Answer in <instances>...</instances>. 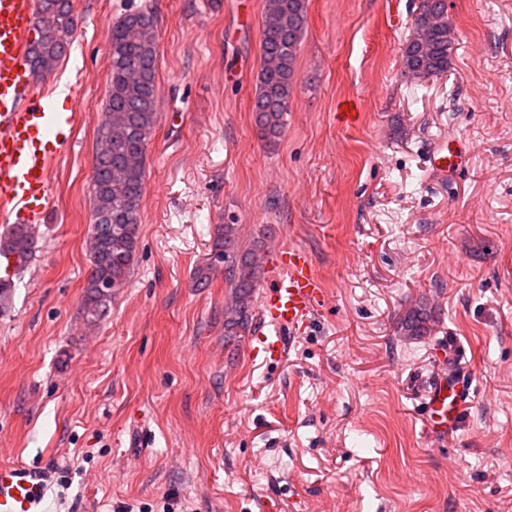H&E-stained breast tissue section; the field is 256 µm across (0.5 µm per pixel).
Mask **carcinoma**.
Here are the masks:
<instances>
[{
    "label": "carcinoma",
    "instance_id": "obj_1",
    "mask_svg": "<svg viewBox=\"0 0 512 512\" xmlns=\"http://www.w3.org/2000/svg\"><path fill=\"white\" fill-rule=\"evenodd\" d=\"M53 25L35 31L29 63L40 75L48 73L72 43L75 16L72 0H41ZM420 23L402 54L410 76H434L448 71L453 28L446 0H420ZM307 23L306 0H265L260 37L263 65L257 75L255 125L269 142L278 138L283 117L296 86V60ZM158 24L154 13L141 9L112 25L111 68L106 112L96 130L93 174L91 270L84 286L83 318L97 322L106 311L112 289L127 279L138 246L145 152L157 123ZM233 224L219 227L213 261L223 262L235 248ZM34 251L31 228L14 224L0 233V254L16 258L17 269ZM225 283L232 303L224 315V335L240 336L250 322L251 302L259 282L254 252L228 261Z\"/></svg>",
    "mask_w": 512,
    "mask_h": 512
}]
</instances>
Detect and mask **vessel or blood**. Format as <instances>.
<instances>
[{"label":"vessel or blood","instance_id":"obj_1","mask_svg":"<svg viewBox=\"0 0 512 512\" xmlns=\"http://www.w3.org/2000/svg\"><path fill=\"white\" fill-rule=\"evenodd\" d=\"M36 0H0V222L38 228L49 204L52 159L63 148L61 136L76 121L71 112L50 109L51 91L36 83L28 51ZM439 176L462 170L468 149L458 141L436 143L429 156ZM269 280L260 294L263 328L252 355L278 360L285 334L302 323L323 301L319 278L308 255L281 247L273 252ZM470 397L462 378L440 376L426 403L437 433L454 430ZM51 473L43 467L0 464V512H44Z\"/></svg>","mask_w":512,"mask_h":512}]
</instances>
